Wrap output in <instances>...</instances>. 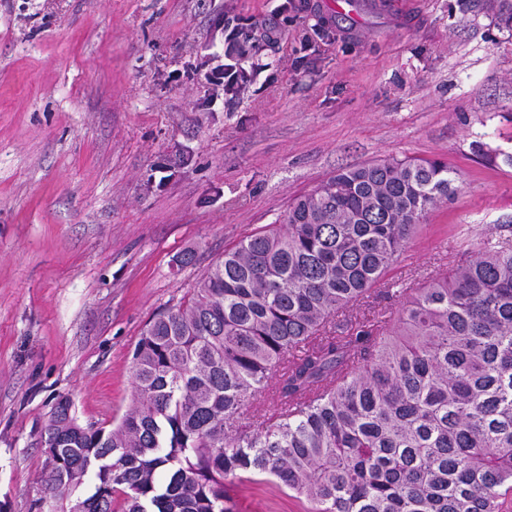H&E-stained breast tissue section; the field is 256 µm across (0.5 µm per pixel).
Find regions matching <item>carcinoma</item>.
I'll return each mask as SVG.
<instances>
[{
  "label": "carcinoma",
  "instance_id": "1",
  "mask_svg": "<svg viewBox=\"0 0 512 512\" xmlns=\"http://www.w3.org/2000/svg\"><path fill=\"white\" fill-rule=\"evenodd\" d=\"M438 159L346 168L276 227L211 264L147 325L119 425L58 400L41 431L46 490L68 512H229L243 474L312 512H501L512 496V242L396 298L398 326H354L425 214L458 191ZM273 386L269 415L249 413ZM166 471L162 481L159 469Z\"/></svg>",
  "mask_w": 512,
  "mask_h": 512
}]
</instances>
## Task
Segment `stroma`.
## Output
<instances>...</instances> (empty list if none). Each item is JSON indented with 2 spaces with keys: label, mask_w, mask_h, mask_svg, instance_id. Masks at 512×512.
<instances>
[{
  "label": "stroma",
  "mask_w": 512,
  "mask_h": 512,
  "mask_svg": "<svg viewBox=\"0 0 512 512\" xmlns=\"http://www.w3.org/2000/svg\"><path fill=\"white\" fill-rule=\"evenodd\" d=\"M327 2L0 0V512L60 507L40 443L55 402L115 426L146 323L340 168L409 157L456 172L460 192L385 282L417 288L472 241L512 240L497 0H363L359 24ZM235 29L247 80L209 99L185 68ZM229 495L232 512L311 508L270 483Z\"/></svg>",
  "instance_id": "35a3bbf8"
}]
</instances>
